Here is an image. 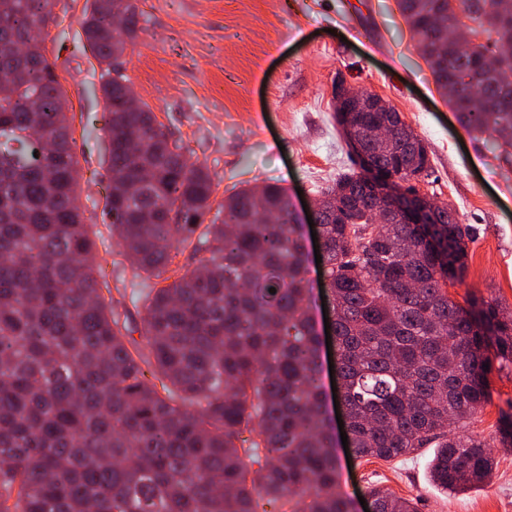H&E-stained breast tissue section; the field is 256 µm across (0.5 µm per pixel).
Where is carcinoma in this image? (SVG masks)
Instances as JSON below:
<instances>
[{
  "label": "carcinoma",
  "mask_w": 512,
  "mask_h": 512,
  "mask_svg": "<svg viewBox=\"0 0 512 512\" xmlns=\"http://www.w3.org/2000/svg\"><path fill=\"white\" fill-rule=\"evenodd\" d=\"M56 2L0 0V512H288L296 498L348 512L287 190L247 187L213 204L208 169L148 107H130L114 67L137 37V0L119 20L116 0H92L81 28L103 66L112 145L101 218L117 235L113 266L129 263L149 288L146 343L128 340L76 201L68 102L42 37ZM398 5L460 120L511 140L512 0ZM467 22L488 42L459 47ZM336 118L389 127L367 142L387 176H428L400 113ZM369 181L362 169L336 180L319 224L350 443L386 460L434 448L437 487L478 486L494 458L462 427L490 399L492 359L512 364V312L448 297L446 281L466 276L470 225L446 207L430 242L416 224H376ZM187 249L197 263L170 270ZM367 495L373 512H416L388 489Z\"/></svg>",
  "instance_id": "carcinoma-1"
}]
</instances>
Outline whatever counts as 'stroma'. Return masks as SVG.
Segmentation results:
<instances>
[{
  "mask_svg": "<svg viewBox=\"0 0 512 512\" xmlns=\"http://www.w3.org/2000/svg\"><path fill=\"white\" fill-rule=\"evenodd\" d=\"M87 0H58L45 52L69 99L76 142L79 203L92 236L113 238L99 224L109 185L108 117L101 70L80 26ZM138 36L121 59L135 100L155 113L192 161L206 166L215 200L245 186L276 183L288 191L298 220L307 203L354 168L334 119L332 86L354 88L395 107L427 147L430 175L420 193L472 225L468 271L448 290L459 304L473 297L512 310V145L494 134L475 137L439 93L417 38L397 0H138ZM117 281L133 338L143 329L145 287ZM491 398L469 432L492 446L494 469L480 487L447 494L435 487V451L394 460L337 451V486L347 497L368 486L414 499L418 512H512V448L498 440L501 416H512V365L493 366Z\"/></svg>",
  "mask_w": 512,
  "mask_h": 512,
  "instance_id": "obj_1",
  "label": "stroma"
}]
</instances>
